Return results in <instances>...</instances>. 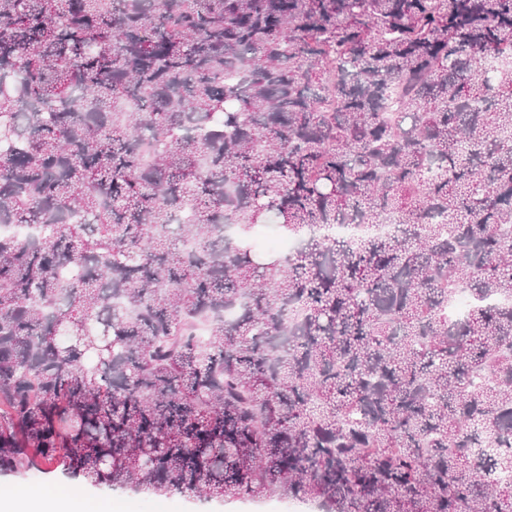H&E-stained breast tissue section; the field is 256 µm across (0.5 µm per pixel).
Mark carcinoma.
I'll use <instances>...</instances> for the list:
<instances>
[{
	"mask_svg": "<svg viewBox=\"0 0 512 512\" xmlns=\"http://www.w3.org/2000/svg\"><path fill=\"white\" fill-rule=\"evenodd\" d=\"M509 58L512 0H0V473L512 512ZM399 233V225L390 222L380 224H336L332 226H315L311 234L318 238H350L367 235L378 238H389ZM253 245L259 250H276L288 252L291 248L288 241L273 234L268 230V226L259 227L253 235Z\"/></svg>",
	"mask_w": 512,
	"mask_h": 512,
	"instance_id": "carcinoma-1",
	"label": "carcinoma"
}]
</instances>
